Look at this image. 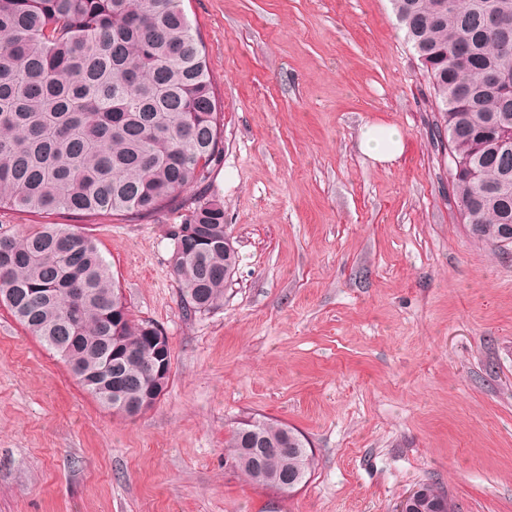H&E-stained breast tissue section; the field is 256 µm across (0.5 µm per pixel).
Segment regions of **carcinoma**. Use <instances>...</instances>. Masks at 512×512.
<instances>
[{
  "label": "carcinoma",
  "instance_id": "obj_1",
  "mask_svg": "<svg viewBox=\"0 0 512 512\" xmlns=\"http://www.w3.org/2000/svg\"><path fill=\"white\" fill-rule=\"evenodd\" d=\"M183 0H0V212L63 215L129 222L187 208L184 233L204 229L209 243L173 248L171 265L185 315L224 303L237 251L224 206L203 193L222 160V112L205 46ZM434 91L435 140L449 143L448 181L462 223L482 197L470 233L499 248L512 244V200L494 189L512 178V154L492 136L512 137V86L490 87L486 74L509 70L512 0H391ZM468 48L463 68L452 64ZM476 169L473 177L470 169ZM67 288L85 289L73 306ZM125 303L121 286L92 236L71 224H35L0 234V306L68 367L103 406L146 400L151 384L168 388L172 353L167 337L147 338L149 322L112 308ZM228 458L259 487L289 495L307 482L312 455L295 428L266 419L228 431ZM423 512L446 500L436 481L419 486Z\"/></svg>",
  "mask_w": 512,
  "mask_h": 512
}]
</instances>
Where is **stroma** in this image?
<instances>
[{
  "instance_id": "35a3bbf8",
  "label": "stroma",
  "mask_w": 512,
  "mask_h": 512,
  "mask_svg": "<svg viewBox=\"0 0 512 512\" xmlns=\"http://www.w3.org/2000/svg\"><path fill=\"white\" fill-rule=\"evenodd\" d=\"M224 113L204 187L238 252L224 304L186 316L167 229L88 225L134 320L167 336L161 401L126 419L0 306V512H396L441 480L512 512V252L474 239L432 91L390 0H184ZM405 137L373 164L362 128ZM264 416L306 438L293 496L226 456Z\"/></svg>"
}]
</instances>
